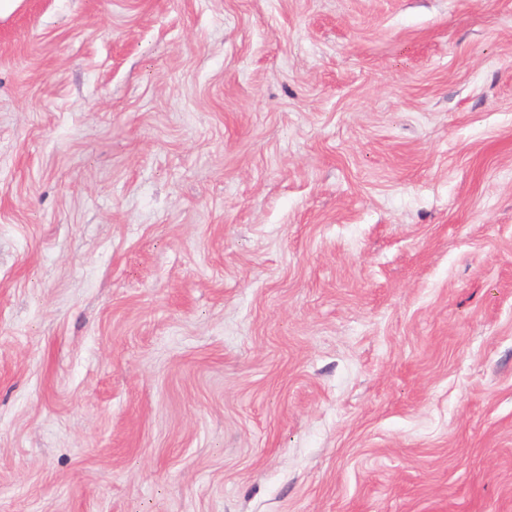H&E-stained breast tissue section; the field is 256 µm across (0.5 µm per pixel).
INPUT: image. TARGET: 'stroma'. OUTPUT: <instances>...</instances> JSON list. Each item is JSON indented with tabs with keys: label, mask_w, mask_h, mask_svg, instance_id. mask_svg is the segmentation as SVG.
I'll return each mask as SVG.
<instances>
[{
	"label": "stroma",
	"mask_w": 512,
	"mask_h": 512,
	"mask_svg": "<svg viewBox=\"0 0 512 512\" xmlns=\"http://www.w3.org/2000/svg\"><path fill=\"white\" fill-rule=\"evenodd\" d=\"M0 512H512V0L0 17Z\"/></svg>",
	"instance_id": "stroma-1"
}]
</instances>
